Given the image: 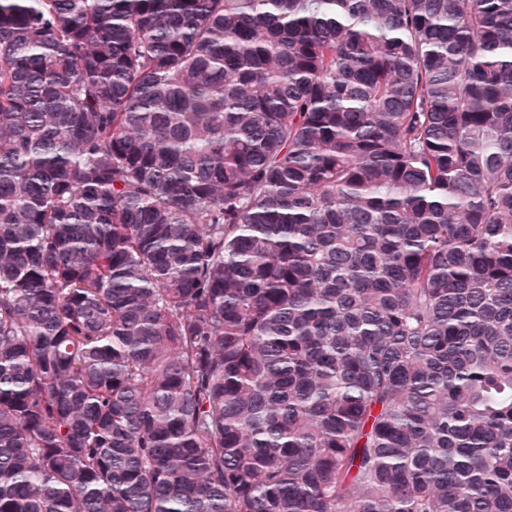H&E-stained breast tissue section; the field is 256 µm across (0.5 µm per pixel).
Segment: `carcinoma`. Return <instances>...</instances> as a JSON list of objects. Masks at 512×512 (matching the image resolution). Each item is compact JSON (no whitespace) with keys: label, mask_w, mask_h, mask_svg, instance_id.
I'll use <instances>...</instances> for the list:
<instances>
[{"label":"carcinoma","mask_w":512,"mask_h":512,"mask_svg":"<svg viewBox=\"0 0 512 512\" xmlns=\"http://www.w3.org/2000/svg\"><path fill=\"white\" fill-rule=\"evenodd\" d=\"M0 512H512V0H0Z\"/></svg>","instance_id":"1"}]
</instances>
